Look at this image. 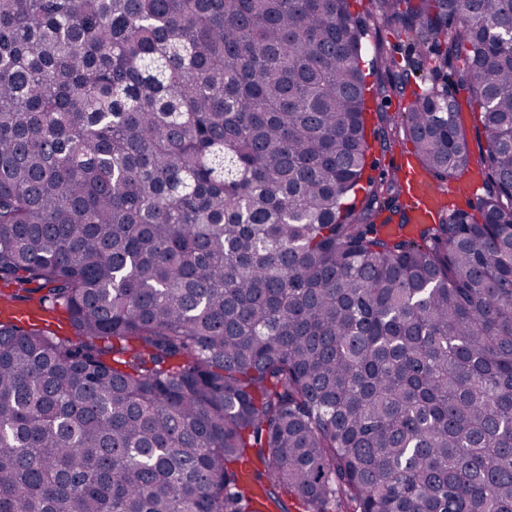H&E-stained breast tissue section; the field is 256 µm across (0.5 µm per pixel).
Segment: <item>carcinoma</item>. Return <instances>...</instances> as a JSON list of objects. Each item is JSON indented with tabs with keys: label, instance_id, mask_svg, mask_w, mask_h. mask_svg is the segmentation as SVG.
I'll return each mask as SVG.
<instances>
[{
	"label": "carcinoma",
	"instance_id": "obj_1",
	"mask_svg": "<svg viewBox=\"0 0 512 512\" xmlns=\"http://www.w3.org/2000/svg\"><path fill=\"white\" fill-rule=\"evenodd\" d=\"M375 2L0 0V512H512V0ZM397 29L398 23L395 21L388 24H370L368 35L364 39L365 59L376 56L380 64L381 59L393 56L403 65L405 62L415 63L418 56L411 41L404 35H398ZM459 99L462 106V113L460 118L465 128L467 129L471 149L475 157H477L479 154V148L481 147V145H484L483 140L479 138L478 134V129L480 128V124L477 117L478 113H472L471 108L466 103L464 95H461ZM404 152H413V146L410 142H404L396 147L393 151H381L378 145L371 148L368 163H375V170L369 171L373 176H378L380 173H388L393 169V159ZM413 155V154H412ZM397 167L407 191V203L413 208V224H431L435 210L443 200L442 190L433 184L438 182L430 176L429 179L433 183L427 180L409 154L401 157Z\"/></svg>",
	"mask_w": 512,
	"mask_h": 512
}]
</instances>
